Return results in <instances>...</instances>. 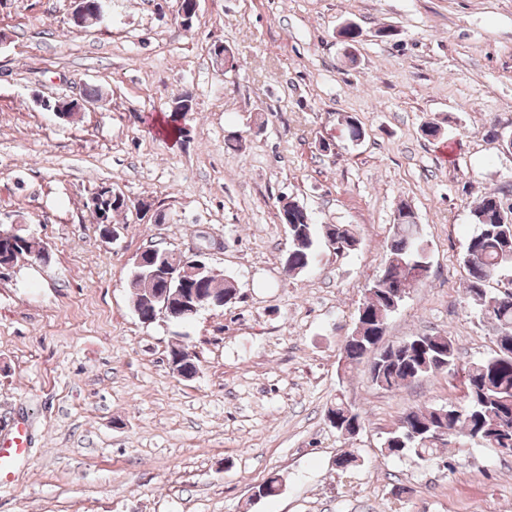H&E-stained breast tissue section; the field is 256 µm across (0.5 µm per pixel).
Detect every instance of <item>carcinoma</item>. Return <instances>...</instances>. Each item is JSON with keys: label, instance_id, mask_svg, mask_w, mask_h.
<instances>
[{"label": "carcinoma", "instance_id": "carcinoma-1", "mask_svg": "<svg viewBox=\"0 0 512 512\" xmlns=\"http://www.w3.org/2000/svg\"><path fill=\"white\" fill-rule=\"evenodd\" d=\"M90 207L93 213L104 210L108 216L121 212L127 207L121 192L110 196L94 193ZM282 210L292 215L288 235L291 246L288 249V264L304 272L317 262L320 251L345 254L356 249L358 239L349 224H335L333 229L324 230L312 222L308 210L300 209L292 202ZM512 204H505L497 195L490 193L471 210L475 232L468 238L462 261L468 274L467 293L480 307L481 314L495 327V350L489 356L473 363L467 370L465 393L462 403L456 406L454 415H448L451 407L410 409L400 420L397 430L385 440L390 456L411 454L423 461L438 458L437 444L427 442L432 432L445 428L449 435L444 442L458 436L478 437L490 448H512V293L501 290L490 291L488 284L498 280L505 271H512ZM148 263L132 264V286L135 288L133 306L136 311L145 312L148 302L149 284L152 273L162 264L173 268L182 263L173 255L159 248L147 249ZM425 249L417 229L414 211L403 206L394 220L390 237L388 257L385 262L387 274L396 285L394 296L386 295L385 283L374 279L366 290L357 315L361 324L360 336H351L345 347V368L352 369L368 362L371 383L386 391H395L429 374L450 370L455 365L456 354L451 337L440 334H423L406 339L407 345L391 350L385 355L369 356L371 334L374 329L387 324L390 316L398 309L413 284L426 279ZM187 291L205 298L213 308L220 305L214 300L236 291L232 281L224 278L218 270H206L197 280L170 289L172 293ZM169 363L173 369L192 377L198 366L175 344L169 352ZM329 421L339 422V430L353 433L350 422L361 423L360 413L339 399L327 411Z\"/></svg>", "mask_w": 512, "mask_h": 512}]
</instances>
